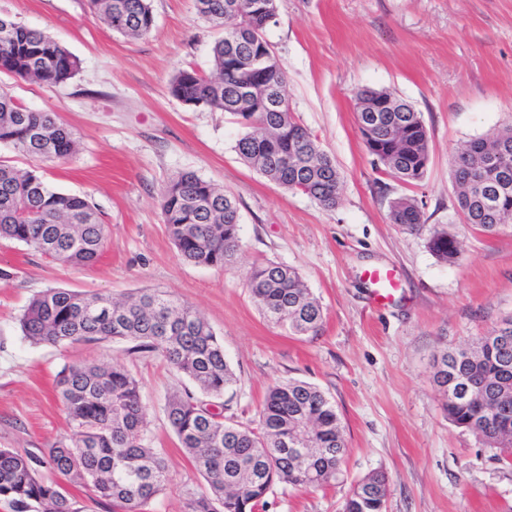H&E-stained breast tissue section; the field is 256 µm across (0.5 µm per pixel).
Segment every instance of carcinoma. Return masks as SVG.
I'll use <instances>...</instances> for the list:
<instances>
[{
    "mask_svg": "<svg viewBox=\"0 0 512 512\" xmlns=\"http://www.w3.org/2000/svg\"><path fill=\"white\" fill-rule=\"evenodd\" d=\"M225 0H196L198 14L219 26L212 48L214 73L180 70L169 83L174 98L234 116L242 127L234 149L241 160L269 180L307 196L325 208L336 206L339 173L331 158L286 106L287 76L280 65L265 75L285 102L280 111L242 106L239 87L246 73L228 68L230 53L249 56L246 34L266 31L271 21L247 4L233 12ZM92 17L126 37L148 34L155 24L150 0H89ZM130 20L114 26L116 14ZM79 60L47 33L0 15V72L56 85L74 77ZM391 101L394 111L378 113L372 131L364 127L367 103ZM362 137L375 145L379 172L406 185L419 184L430 159L429 136L421 113L389 90L354 93ZM512 142V128L492 141L475 139L457 152L453 178L464 221L483 232L512 223V153L492 160L486 146ZM0 144L40 161H66L76 152L67 125L50 113L16 102L0 91ZM483 171L484 183L470 176ZM162 214L179 255L207 268H224L239 248L240 216L235 198L185 171L162 194ZM392 223L410 231L422 224L414 197L390 205ZM0 238L21 242L55 260L83 267L96 262L108 241L97 211L82 195L51 187L35 169L19 170L0 160ZM428 247L443 262L457 261L455 235L434 229ZM247 288L271 323L298 336H315L323 326L321 304L292 267L276 262L253 266ZM25 339L35 345L125 341L128 351L161 358L189 385L167 398L164 413L180 448L204 477L207 490L187 498L184 512H257L276 484L325 488L336 481L347 454L336 407L319 388L300 380L271 386L258 424L244 425L228 413L224 395L236 377L224 344L192 309L164 291L114 300L63 288H48L29 302L19 319ZM452 424L471 431L512 460V410L489 418L491 393L512 383V342L503 348L480 336L466 348L441 356L433 376ZM55 387L70 433L55 442L47 460L0 448V507L4 512H80L56 480L42 477L47 464L120 512H145L170 482L163 453L152 446L144 419L139 381L119 364L67 363ZM388 479L373 471L354 486L342 512H383Z\"/></svg>",
    "mask_w": 512,
    "mask_h": 512,
    "instance_id": "carcinoma-1",
    "label": "carcinoma"
}]
</instances>
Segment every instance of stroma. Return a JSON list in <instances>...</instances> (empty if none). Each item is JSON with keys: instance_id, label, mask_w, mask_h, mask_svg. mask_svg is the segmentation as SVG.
Listing matches in <instances>:
<instances>
[{"instance_id": "stroma-1", "label": "stroma", "mask_w": 512, "mask_h": 512, "mask_svg": "<svg viewBox=\"0 0 512 512\" xmlns=\"http://www.w3.org/2000/svg\"><path fill=\"white\" fill-rule=\"evenodd\" d=\"M152 8V31L129 39L95 20L89 0H0V13L81 61L54 86L0 74L1 90L73 131L77 154L37 164L1 145L0 158L87 197L111 239L81 268L0 240V269L9 273L0 279V448L41 456L67 434L54 392L64 364H124L141 385L171 478L153 512H183L188 493L205 486L164 415L184 378L160 358L128 354L123 342L30 344L18 322L47 288L116 298L159 289L222 338L237 378L225 399L240 423L256 424L268 387L291 379L336 405L348 448L343 478L317 490L274 485L264 512H341L375 470L388 477L385 512H512V461L494 460L450 423L433 383L437 355L512 314V225L486 233L464 224L452 179L461 144L512 124V0H278L268 38L287 74L290 112L339 167L331 209L248 167L234 150L241 128L233 116L170 95L179 70L211 72L218 31L195 0H152ZM362 87L396 91L421 112L430 162L420 185L379 173L354 108ZM188 170L237 201L240 249L224 269L183 261L163 222L162 191ZM404 195L417 198L423 230L391 223L390 203ZM435 227L456 236V263L430 251ZM268 260L296 269L320 300V336L292 335L261 314L246 273ZM374 267L393 269L400 284L382 308L366 279Z\"/></svg>"}]
</instances>
